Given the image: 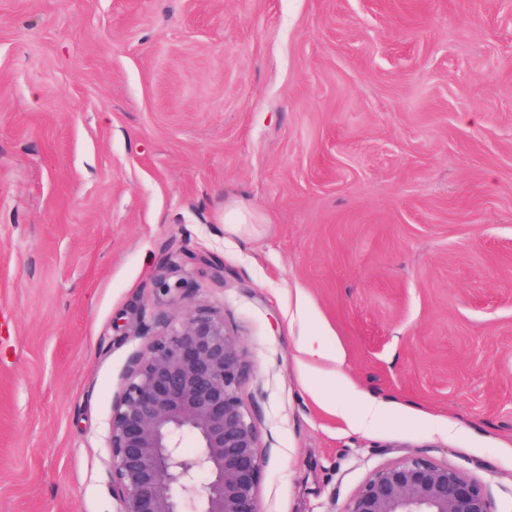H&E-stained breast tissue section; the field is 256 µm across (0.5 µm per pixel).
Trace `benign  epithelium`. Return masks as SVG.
Listing matches in <instances>:
<instances>
[{
    "mask_svg": "<svg viewBox=\"0 0 512 512\" xmlns=\"http://www.w3.org/2000/svg\"><path fill=\"white\" fill-rule=\"evenodd\" d=\"M240 341L191 310L129 369L109 424L119 512H259L262 459ZM185 434L198 441L189 454ZM346 512H490L479 482L420 456L374 470Z\"/></svg>",
    "mask_w": 512,
    "mask_h": 512,
    "instance_id": "benign-epithelium-1",
    "label": "benign epithelium"
}]
</instances>
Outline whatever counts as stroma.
I'll list each match as a JSON object with an SVG mask.
<instances>
[{"label": "stroma", "instance_id": "stroma-1", "mask_svg": "<svg viewBox=\"0 0 512 512\" xmlns=\"http://www.w3.org/2000/svg\"><path fill=\"white\" fill-rule=\"evenodd\" d=\"M191 309L259 512L412 455L512 512V0H0V512H118L112 405ZM258 221L254 213L238 205H229L224 211V224L234 232L240 231L243 224H255ZM350 395L354 397L359 405L357 416L352 420V425L356 428L366 427L374 420L381 418L386 413V406L384 403L366 397L353 388H348Z\"/></svg>", "mask_w": 512, "mask_h": 512}]
</instances>
